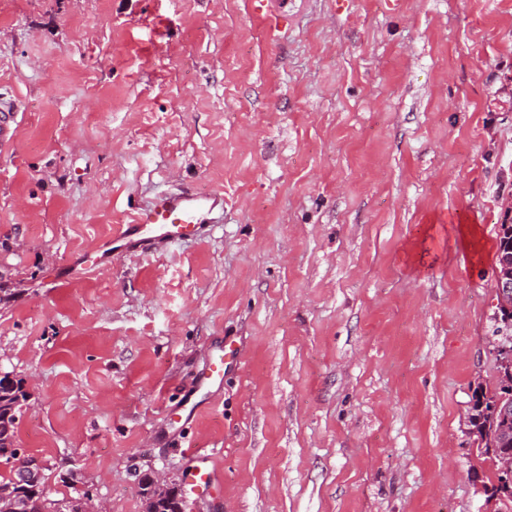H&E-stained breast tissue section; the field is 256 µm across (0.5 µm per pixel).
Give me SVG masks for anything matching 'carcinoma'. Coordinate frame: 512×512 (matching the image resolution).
<instances>
[{
    "label": "carcinoma",
    "mask_w": 512,
    "mask_h": 512,
    "mask_svg": "<svg viewBox=\"0 0 512 512\" xmlns=\"http://www.w3.org/2000/svg\"><path fill=\"white\" fill-rule=\"evenodd\" d=\"M496 243V263L512 256V224L502 222L498 225ZM28 392L24 382L6 372L0 375V438L17 442V428L21 409L27 401ZM512 404V387L506 388L500 383L488 387L477 385L472 393L469 408V430L476 443V456L481 462L489 464V475L483 482L485 503L495 502L496 512H512V484L502 482L496 465L499 456L512 451V421L506 422L500 414L493 411L497 403ZM13 454H0V463L10 467L9 475H0V492L13 497L20 512H83L81 497L52 499L44 486L24 488L16 486V462ZM153 473L139 476V484L146 502L154 512H184V494L181 485L172 483L168 493L155 497L152 484Z\"/></svg>",
    "instance_id": "carcinoma-1"
}]
</instances>
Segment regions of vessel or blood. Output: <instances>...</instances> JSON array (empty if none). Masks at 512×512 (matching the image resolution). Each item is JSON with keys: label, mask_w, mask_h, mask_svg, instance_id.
<instances>
[{"label": "vessel or blood", "mask_w": 512, "mask_h": 512, "mask_svg": "<svg viewBox=\"0 0 512 512\" xmlns=\"http://www.w3.org/2000/svg\"><path fill=\"white\" fill-rule=\"evenodd\" d=\"M224 199L216 193L201 194L179 191L157 195L151 204L133 215L131 223L121 225L113 240L124 251L138 253L158 243H174L197 235L203 225L212 223L216 209L223 207ZM237 349L221 343L209 364L198 373L192 394L177 411L167 416L168 425L182 430L193 421L201 406L210 396L224 387V364L235 358ZM186 468V485L192 493H199L219 484L220 477L211 465L208 449L193 448Z\"/></svg>", "instance_id": "b4317fda"}]
</instances>
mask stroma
Here are the masks:
<instances>
[{"label":"stroma","mask_w":512,"mask_h":512,"mask_svg":"<svg viewBox=\"0 0 512 512\" xmlns=\"http://www.w3.org/2000/svg\"><path fill=\"white\" fill-rule=\"evenodd\" d=\"M0 99V371L50 498L183 482L165 413L226 338L185 512H486L512 0H0ZM178 188L223 195L206 238L58 280ZM211 450L207 448H189V465L186 468V486L196 495L200 490L205 492L214 485H220V477L214 467L211 466Z\"/></svg>","instance_id":"stroma-1"}]
</instances>
